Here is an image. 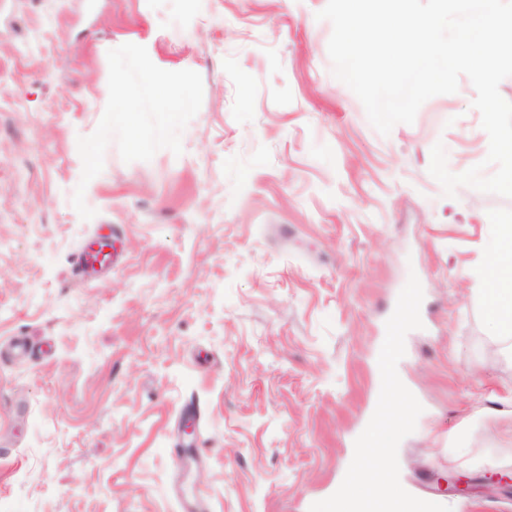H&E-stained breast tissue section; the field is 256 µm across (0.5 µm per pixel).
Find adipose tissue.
Instances as JSON below:
<instances>
[{"label": "adipose tissue", "instance_id": "ef3b65f1", "mask_svg": "<svg viewBox=\"0 0 512 512\" xmlns=\"http://www.w3.org/2000/svg\"><path fill=\"white\" fill-rule=\"evenodd\" d=\"M496 269L508 272L507 280H488L484 290L487 310L496 327L512 333V227H507L491 253ZM367 441L358 450V464L351 479L359 489L354 496L337 498L320 505L319 512H368L378 506L380 512H412L414 505L393 487L388 470L380 465L392 443L394 429L390 426H369Z\"/></svg>", "mask_w": 512, "mask_h": 512}]
</instances>
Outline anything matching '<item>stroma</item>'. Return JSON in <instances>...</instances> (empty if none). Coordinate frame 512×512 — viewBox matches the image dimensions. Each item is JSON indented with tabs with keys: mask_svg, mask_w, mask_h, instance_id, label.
I'll return each mask as SVG.
<instances>
[{
	"mask_svg": "<svg viewBox=\"0 0 512 512\" xmlns=\"http://www.w3.org/2000/svg\"><path fill=\"white\" fill-rule=\"evenodd\" d=\"M327 0H0V512H317L348 475L400 322L384 463L434 512H512V340L486 314L512 198L468 77L380 134L332 73ZM192 70L183 152L85 189L110 49ZM102 231L117 262L79 277ZM414 301V319L399 321Z\"/></svg>",
	"mask_w": 512,
	"mask_h": 512,
	"instance_id": "35a3bbf8",
	"label": "stroma"
}]
</instances>
